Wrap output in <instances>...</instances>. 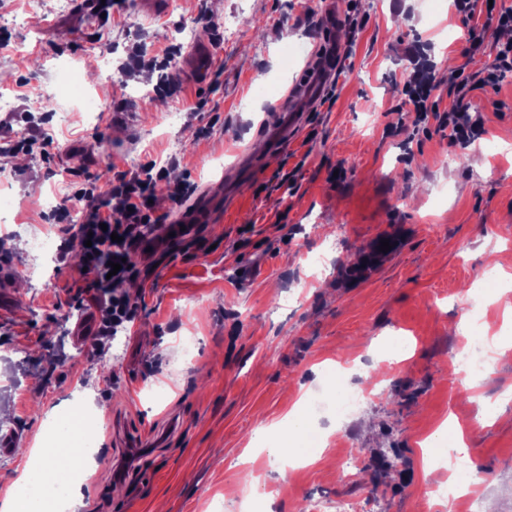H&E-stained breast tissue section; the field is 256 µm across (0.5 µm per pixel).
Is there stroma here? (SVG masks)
<instances>
[{"mask_svg": "<svg viewBox=\"0 0 512 512\" xmlns=\"http://www.w3.org/2000/svg\"><path fill=\"white\" fill-rule=\"evenodd\" d=\"M96 0H0V119L14 129L41 123L46 148H0L9 184L0 224V269L10 273L0 302V436L17 446L0 455V486L44 445L48 412L67 414L83 396L96 423L81 502L67 512H309L310 501H350L358 512H417L424 482L421 444L446 419L490 422L468 441L462 482L512 512V357L495 362L476 393L457 364L463 333L511 336L512 74L469 94L483 119L474 141H453L429 120L425 132L397 112L405 81L435 74L441 107L453 99L445 77L478 75L494 60L462 52L453 0H357L358 29L343 23L347 0H125L104 15ZM234 15L233 38L224 19ZM334 25L340 53L333 103L314 99L300 133L281 148L266 137ZM112 49L111 74L90 91L106 108L89 119L63 101L66 120L44 105L61 69L83 71ZM303 47L293 66L288 46ZM178 52V81L164 58ZM208 58L198 77L191 53ZM180 115L177 126L168 113ZM258 155L240 189L241 154ZM164 168L155 213L179 206L168 187L228 189L231 200L174 251L136 257L134 321L79 343L72 330L97 290L74 242L60 232L59 208L81 183L108 187L120 173ZM54 241L37 253L34 238ZM396 250L371 259L376 239ZM68 250L60 260V250ZM324 256L326 271L310 259ZM193 338L190 359L181 344ZM378 358L383 394L349 416L314 422L320 438L293 442L309 463L281 474L268 456L242 463L261 425L279 429L298 399L342 382L321 363ZM358 456L356 478L340 473Z\"/></svg>", "mask_w": 512, "mask_h": 512, "instance_id": "1", "label": "stroma"}]
</instances>
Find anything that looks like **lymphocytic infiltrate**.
Segmentation results:
<instances>
[{
	"mask_svg": "<svg viewBox=\"0 0 512 512\" xmlns=\"http://www.w3.org/2000/svg\"><path fill=\"white\" fill-rule=\"evenodd\" d=\"M453 6L468 34L465 51L469 55L483 52L486 28L512 29L511 8L490 5L489 0H454ZM433 89V74L429 71L407 81L403 86L400 111L414 113V122L418 125L436 118L455 140H470L480 121L469 116L468 85L458 86L452 103L445 109L433 99ZM162 178V173L146 167L128 177L119 176L117 183L106 190L95 183H87L76 195L85 213L76 234L79 258L92 275L94 284L103 290V299L98 304L97 333H106L130 321L136 312L130 299L116 293L115 288L134 272L132 257L136 245L143 238L147 224L154 221L151 191ZM114 263L120 266L115 274L110 271Z\"/></svg>",
	"mask_w": 512,
	"mask_h": 512,
	"instance_id": "lymphocytic-infiltrate-1",
	"label": "lymphocytic infiltrate"
}]
</instances>
